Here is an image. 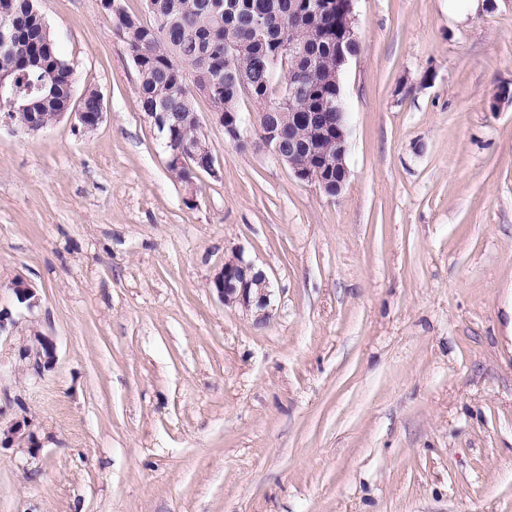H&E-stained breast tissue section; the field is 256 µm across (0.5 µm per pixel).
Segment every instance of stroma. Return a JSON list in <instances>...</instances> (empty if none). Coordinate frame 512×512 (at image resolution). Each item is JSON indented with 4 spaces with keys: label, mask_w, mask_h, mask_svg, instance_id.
<instances>
[{
    "label": "stroma",
    "mask_w": 512,
    "mask_h": 512,
    "mask_svg": "<svg viewBox=\"0 0 512 512\" xmlns=\"http://www.w3.org/2000/svg\"><path fill=\"white\" fill-rule=\"evenodd\" d=\"M41 8L104 115L0 128V427L39 442L0 512H512V0H354L335 196L196 95L191 206L100 0ZM235 249L266 322L211 288Z\"/></svg>",
    "instance_id": "obj_1"
}]
</instances>
